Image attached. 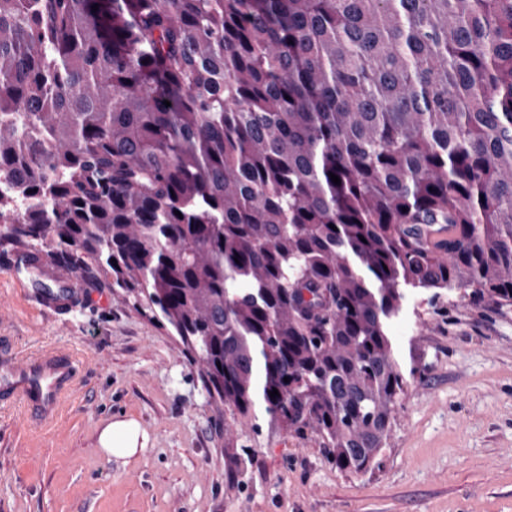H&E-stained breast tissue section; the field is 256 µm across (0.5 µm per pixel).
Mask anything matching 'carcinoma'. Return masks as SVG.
Instances as JSON below:
<instances>
[{
  "mask_svg": "<svg viewBox=\"0 0 512 512\" xmlns=\"http://www.w3.org/2000/svg\"><path fill=\"white\" fill-rule=\"evenodd\" d=\"M0 249L363 473L413 295L512 306V0H0Z\"/></svg>",
  "mask_w": 512,
  "mask_h": 512,
  "instance_id": "carcinoma-1",
  "label": "carcinoma"
}]
</instances>
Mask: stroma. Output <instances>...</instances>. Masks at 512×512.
<instances>
[{
	"instance_id": "obj_1",
	"label": "stroma",
	"mask_w": 512,
	"mask_h": 512,
	"mask_svg": "<svg viewBox=\"0 0 512 512\" xmlns=\"http://www.w3.org/2000/svg\"><path fill=\"white\" fill-rule=\"evenodd\" d=\"M390 333L416 374L376 465L344 473L314 440L226 427L170 330L116 292L41 309L0 252V345L79 360L53 426L0 404V512H512V308L422 294ZM117 418L149 441L110 461L97 439ZM229 429L252 450L241 488L225 466Z\"/></svg>"
}]
</instances>
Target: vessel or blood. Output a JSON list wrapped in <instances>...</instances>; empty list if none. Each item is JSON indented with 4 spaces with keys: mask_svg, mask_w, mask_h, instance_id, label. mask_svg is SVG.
<instances>
[{
    "mask_svg": "<svg viewBox=\"0 0 512 512\" xmlns=\"http://www.w3.org/2000/svg\"><path fill=\"white\" fill-rule=\"evenodd\" d=\"M77 371V359L63 349L14 351L0 371V391L36 411L43 422L49 423L55 419Z\"/></svg>",
    "mask_w": 512,
    "mask_h": 512,
    "instance_id": "1",
    "label": "vessel or blood"
}]
</instances>
